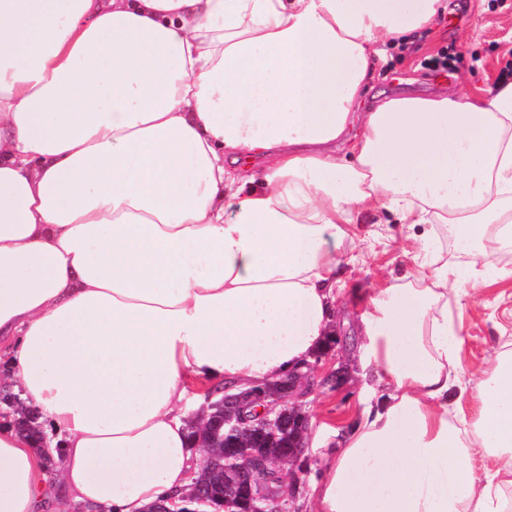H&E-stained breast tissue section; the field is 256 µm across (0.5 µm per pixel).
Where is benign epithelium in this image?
<instances>
[{
    "label": "benign epithelium",
    "instance_id": "obj_1",
    "mask_svg": "<svg viewBox=\"0 0 512 512\" xmlns=\"http://www.w3.org/2000/svg\"><path fill=\"white\" fill-rule=\"evenodd\" d=\"M317 363L306 362L276 381L279 391L265 387H234L224 393V447L236 448L245 443L253 448L239 464L224 454V503H240L246 512H294L290 502L295 487L267 481L263 473L281 458L277 433L288 438L289 457H305L310 417L305 400L317 386ZM210 500L197 486L180 500L169 499L158 504L155 512H209Z\"/></svg>",
    "mask_w": 512,
    "mask_h": 512
}]
</instances>
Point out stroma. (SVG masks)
<instances>
[{
  "label": "stroma",
  "instance_id": "stroma-1",
  "mask_svg": "<svg viewBox=\"0 0 512 512\" xmlns=\"http://www.w3.org/2000/svg\"><path fill=\"white\" fill-rule=\"evenodd\" d=\"M448 9L431 31L406 47L392 49L386 61L376 63L369 84L370 95H429L440 90L469 92L498 82L512 70V0H447ZM448 52L456 68L438 76L424 67V59ZM402 225L378 214L363 225L360 239L343 240L336 284L334 330L347 337L346 346L335 347L323 371L341 374L338 387L323 385L306 400L311 419L308 439L309 472L296 496V512H310L312 488L324 471L320 460L336 446L335 431L352 422L365 406L362 381L356 374L359 342L350 333L360 321L371 292L399 282L410 261L400 249ZM464 334L460 353L462 384L474 386L485 358L512 343V280L481 287L476 297L457 312Z\"/></svg>",
  "mask_w": 512,
  "mask_h": 512
}]
</instances>
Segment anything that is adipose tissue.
<instances>
[{"label": "adipose tissue", "instance_id": "ef3b65f1", "mask_svg": "<svg viewBox=\"0 0 512 512\" xmlns=\"http://www.w3.org/2000/svg\"><path fill=\"white\" fill-rule=\"evenodd\" d=\"M447 7L0 0V360L62 446L54 484L0 423V512L178 497L189 385L310 360L336 251L381 212L421 226L415 268L368 301L358 364L382 387L325 456L316 512H512V348L474 412L448 406L455 310L512 279V79L364 102L374 59ZM444 235L455 260L431 251Z\"/></svg>", "mask_w": 512, "mask_h": 512}]
</instances>
